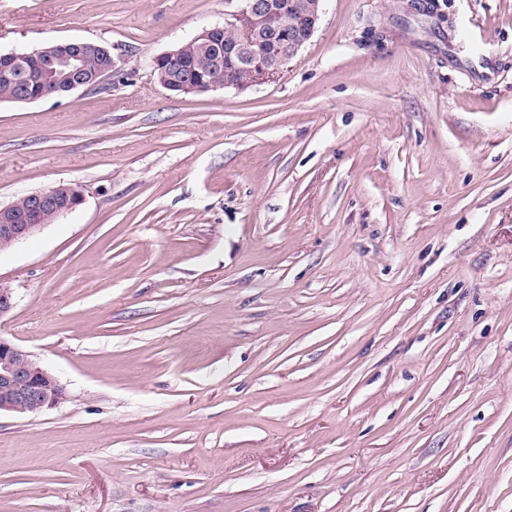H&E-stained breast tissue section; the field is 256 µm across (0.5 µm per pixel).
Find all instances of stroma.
<instances>
[{"label":"stroma","mask_w":512,"mask_h":512,"mask_svg":"<svg viewBox=\"0 0 512 512\" xmlns=\"http://www.w3.org/2000/svg\"><path fill=\"white\" fill-rule=\"evenodd\" d=\"M227 0H0V52L111 48L0 102V512H512V0H323L272 81L174 95ZM92 48L83 42H67L65 44L57 43L45 48L39 47L30 50L29 52H9L7 54H0V59L2 60H10L12 62H23L28 58H43L41 60H31L30 62H25L22 66V78L23 81L26 78V75L31 68H35L39 65L49 64L51 60L52 62L57 60L60 61L68 70V79L66 81L64 73H58V81L55 83L47 82H30L27 83L26 91L23 88H19L15 91L13 88V84L9 81H6L2 76V68L13 67L12 64L5 63L4 61H0V98L11 95L8 98H1L2 100L9 101H17V102H28L31 101L32 98L37 97H48V96H59L66 93L64 89V84L66 83V90L71 92L75 89L79 88H92L94 86H101L107 79L108 76L112 74V68L115 66L112 61V51L103 46H95L93 47L94 55L89 64L91 70L98 69L99 67H103L107 65V61L104 58H100L99 56H104L109 60V65L105 69H101L95 73L94 76H91L90 79L86 78V72L88 70V58L89 52L92 51ZM47 59V60H44ZM15 91V92H14ZM14 93V94H13ZM13 94V95H12ZM29 95V96H28ZM208 59L209 52L200 43L188 44L183 57L175 62L173 67L187 78H192L194 71L206 72L208 70ZM83 191L58 185L0 205V250L12 248L81 204ZM17 207V208H16ZM64 387L30 352L0 338V415L37 414L66 399Z\"/></svg>","instance_id":"obj_1"}]
</instances>
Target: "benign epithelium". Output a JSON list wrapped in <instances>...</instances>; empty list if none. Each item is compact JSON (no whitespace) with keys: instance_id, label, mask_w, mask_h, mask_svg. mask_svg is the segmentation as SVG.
<instances>
[{"instance_id":"benign-epithelium-1","label":"benign epithelium","mask_w":512,"mask_h":512,"mask_svg":"<svg viewBox=\"0 0 512 512\" xmlns=\"http://www.w3.org/2000/svg\"><path fill=\"white\" fill-rule=\"evenodd\" d=\"M236 7L224 14V23L202 30L195 37L210 49L212 70L229 66L239 78L185 83L171 75L164 64L178 59L182 49L157 56L153 69L167 90L185 93L206 92L220 87L243 89L274 77L298 55L317 30L323 0H290L288 9L280 0H227ZM288 12V24L275 20ZM109 59V65L86 77L89 52ZM61 62L68 70L66 90L101 86L112 74V51L83 42L57 43L28 52L0 54V59L23 62L28 58ZM83 191L72 185H58L20 196L0 205V250L12 248L32 234L81 204ZM66 399L64 387L30 352L0 338V413L37 414L60 405Z\"/></svg>"}]
</instances>
